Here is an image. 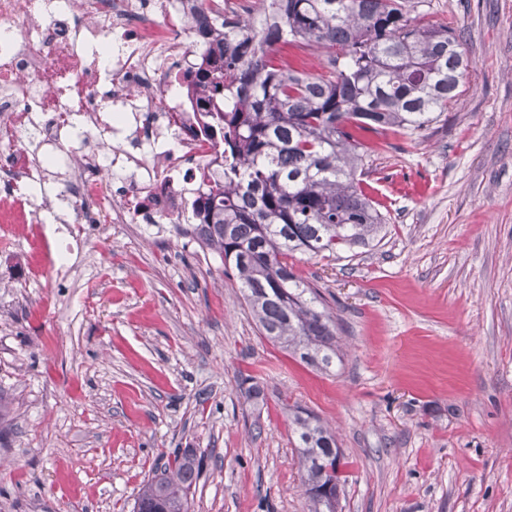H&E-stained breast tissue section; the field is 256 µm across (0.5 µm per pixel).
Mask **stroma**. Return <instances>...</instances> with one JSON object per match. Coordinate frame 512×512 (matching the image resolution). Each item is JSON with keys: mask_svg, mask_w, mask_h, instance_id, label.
I'll list each match as a JSON object with an SVG mask.
<instances>
[{"mask_svg": "<svg viewBox=\"0 0 512 512\" xmlns=\"http://www.w3.org/2000/svg\"><path fill=\"white\" fill-rule=\"evenodd\" d=\"M469 68L363 181L388 222L299 256L337 315L324 374L259 330L222 260L138 224L0 226V512H133L204 456L191 512H309L291 417L336 432L338 512H512V0H430ZM253 379L262 401L245 400Z\"/></svg>", "mask_w": 512, "mask_h": 512, "instance_id": "1", "label": "stroma"}]
</instances>
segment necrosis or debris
<instances>
[{"instance_id": "1", "label": "necrosis or debris", "mask_w": 512, "mask_h": 512, "mask_svg": "<svg viewBox=\"0 0 512 512\" xmlns=\"http://www.w3.org/2000/svg\"><path fill=\"white\" fill-rule=\"evenodd\" d=\"M244 0H0V223H195L199 173L220 170L187 74L198 20Z\"/></svg>"}]
</instances>
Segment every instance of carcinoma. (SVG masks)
I'll list each match as a JSON object with an SVG mask.
<instances>
[{"mask_svg": "<svg viewBox=\"0 0 512 512\" xmlns=\"http://www.w3.org/2000/svg\"><path fill=\"white\" fill-rule=\"evenodd\" d=\"M426 2L254 0L224 21V38L202 41L207 68L191 79L204 133L230 159L227 172L201 175L198 245L224 261L263 335L321 371L340 360L336 319L292 260L374 239L387 216L357 178L372 138L410 137L458 96V37L424 20ZM282 43L320 53L321 71L276 62ZM293 423L311 512H336V437L310 413ZM200 474L195 454L175 456L142 486L136 512H189Z\"/></svg>", "mask_w": 512, "mask_h": 512, "instance_id": "carcinoma-1", "label": "carcinoma"}]
</instances>
